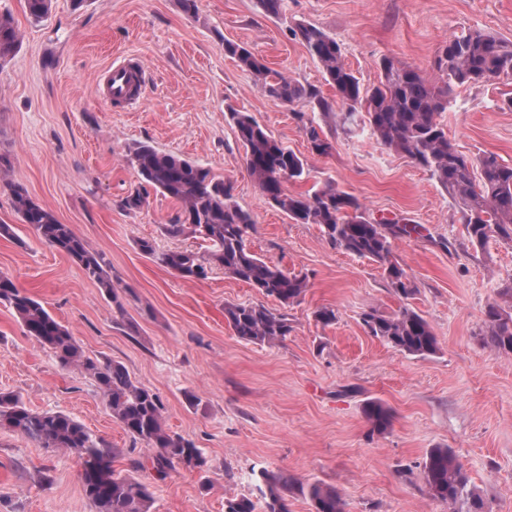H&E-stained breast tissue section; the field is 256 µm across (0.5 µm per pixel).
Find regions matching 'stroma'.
<instances>
[{"mask_svg":"<svg viewBox=\"0 0 512 512\" xmlns=\"http://www.w3.org/2000/svg\"><path fill=\"white\" fill-rule=\"evenodd\" d=\"M22 40L0 67V176L23 188L57 219L102 251L120 305L65 254L44 244L0 188V272L67 326L87 356L124 364L159 393L171 431L195 442L207 471L183 467L159 478L113 421L92 378L62 367L0 305V390L27 407L63 412L116 448L113 466L149 485L153 512H224L225 500L258 499L256 475L283 470L338 490L345 512H465L428 497L421 465L434 448L450 449L491 512H512V356L484 345L485 312H512V243L471 245L454 199L431 173L386 149L363 121L339 113L313 118L333 144L315 156L297 115L305 104L269 96L224 53L248 47L267 65L336 94L320 64L290 30L311 24L334 37L361 83L379 84L389 57L437 74L450 36L480 29L512 40V0H283L279 15L257 0H52L48 17L30 18L24 0H0ZM128 58L144 67L141 102L108 99L105 74ZM246 112L276 140L307 158L296 194L331 181L357 196L371 219L417 226L395 240L393 255L415 286L397 297L383 268L331 245L314 224H298L271 207L245 165L228 109ZM449 139L475 157L512 165V80L470 83L440 114ZM145 142L191 159L233 184L236 203L254 221L250 247L267 262L306 275L308 288L288 306L294 330L269 347L234 336L224 306L247 302L279 309L274 298L214 271L188 281L159 254L199 249L160 227L180 206L150 192L142 207L120 200L139 186L127 165L130 145ZM155 243L143 256L139 239ZM333 308L336 322H317ZM408 307L431 326L438 351L419 357L366 333L363 312ZM390 407L384 434L371 432L367 400ZM76 455L42 447L0 428V512H95Z\"/></svg>","mask_w":512,"mask_h":512,"instance_id":"stroma-1","label":"stroma"}]
</instances>
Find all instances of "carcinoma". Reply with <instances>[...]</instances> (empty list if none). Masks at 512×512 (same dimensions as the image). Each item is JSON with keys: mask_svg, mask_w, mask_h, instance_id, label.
Wrapping results in <instances>:
<instances>
[{"mask_svg": "<svg viewBox=\"0 0 512 512\" xmlns=\"http://www.w3.org/2000/svg\"><path fill=\"white\" fill-rule=\"evenodd\" d=\"M25 6L30 17L39 21L48 15L51 0H25ZM292 35L322 66L326 81L346 106L344 120L364 113V122L381 145L426 168L448 191L458 205L471 244L482 248L491 240L512 242V165L502 163L491 152L474 159L463 154L438 120L448 109L455 88L512 78V41L482 30L454 35L438 55L439 76L434 79L409 64L385 57L380 62L381 81L369 87L345 63L335 38L303 23L297 24ZM19 43L20 34L11 19L0 15V63L14 56ZM224 53L249 71L269 96L286 104L306 102L324 113L332 110L316 89L272 71L247 47L226 41ZM226 117L244 147L250 176L271 206L298 224L318 225L333 246L384 266L397 296L407 298L414 293L406 270L394 259L393 242L410 235L416 227L370 221L358 198L330 181L303 194H286L284 182H297L309 174L307 161L275 140L249 113L232 109ZM305 130L311 153H330L332 144L320 135L313 120H308ZM127 162L136 171L140 186L121 201L122 207L139 208L151 187L181 205L180 214L161 225L162 232L172 238L191 237L204 246L201 253L191 249L163 253L159 260L164 266L188 281L205 280L220 268L284 307L300 299L307 288L306 276L265 261L249 247L253 219L234 201L230 182L147 143L128 148ZM10 190L22 223L29 225L43 243L66 254L117 309H122L104 254L92 249L70 225L61 223L24 190L17 186ZM0 305L11 309L25 332L50 349L61 366L94 379L112 419L144 446L161 477L178 465L209 469L202 449L166 427L165 406L157 392L135 380L123 364L85 355L68 327L2 274ZM224 320L239 339L261 346L280 343L293 331L288 314L261 304L227 303ZM361 322L371 336L400 352L427 356L438 349L428 322L412 309L386 315L371 308L362 314ZM482 341L499 354L512 355V313L496 304L488 306ZM364 415L373 433L383 434L391 426L393 414L379 401L366 402ZM0 427L44 448L75 454L82 463L83 490L95 512H152L150 487L116 472L114 450L76 418L62 412H34L18 394L0 391ZM420 475L430 498L450 505L462 502L467 505L466 512H488L483 500L467 490L468 477L449 449H431ZM257 489L264 500V512H290L289 500L297 492L309 499L310 512H345V502L336 489L321 483L305 484L281 470L260 471ZM224 512H255V503L248 497L228 499Z\"/></svg>", "mask_w": 512, "mask_h": 512, "instance_id": "carcinoma-1", "label": "carcinoma"}]
</instances>
